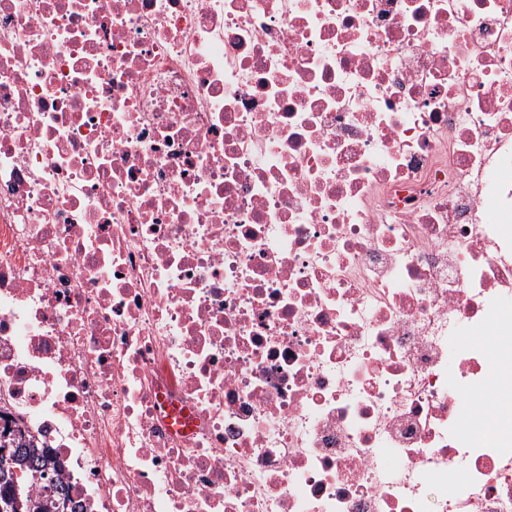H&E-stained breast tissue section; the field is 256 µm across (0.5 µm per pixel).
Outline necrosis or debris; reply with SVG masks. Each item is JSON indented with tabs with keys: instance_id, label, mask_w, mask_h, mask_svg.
<instances>
[{
	"instance_id": "obj_1",
	"label": "necrosis or debris",
	"mask_w": 512,
	"mask_h": 512,
	"mask_svg": "<svg viewBox=\"0 0 512 512\" xmlns=\"http://www.w3.org/2000/svg\"><path fill=\"white\" fill-rule=\"evenodd\" d=\"M0 416L84 512H512V0H0Z\"/></svg>"
}]
</instances>
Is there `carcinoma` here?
Wrapping results in <instances>:
<instances>
[{
  "instance_id": "1",
  "label": "carcinoma",
  "mask_w": 512,
  "mask_h": 512,
  "mask_svg": "<svg viewBox=\"0 0 512 512\" xmlns=\"http://www.w3.org/2000/svg\"><path fill=\"white\" fill-rule=\"evenodd\" d=\"M5 447L19 458L14 467L21 471V476L0 469L1 505L13 495L17 484L24 489L23 501L32 504L23 512H77L62 481L63 467L48 449L31 447L22 430L8 427L0 429V449Z\"/></svg>"
}]
</instances>
